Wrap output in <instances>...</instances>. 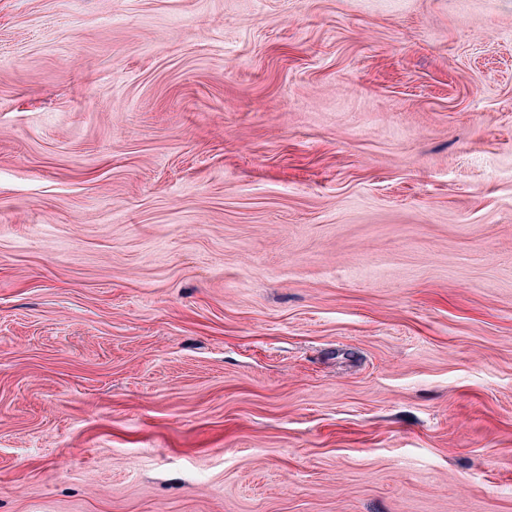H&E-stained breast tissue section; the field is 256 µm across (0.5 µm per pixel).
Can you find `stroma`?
<instances>
[{
    "label": "stroma",
    "instance_id": "obj_1",
    "mask_svg": "<svg viewBox=\"0 0 512 512\" xmlns=\"http://www.w3.org/2000/svg\"><path fill=\"white\" fill-rule=\"evenodd\" d=\"M0 512H512V0H0Z\"/></svg>",
    "mask_w": 512,
    "mask_h": 512
}]
</instances>
